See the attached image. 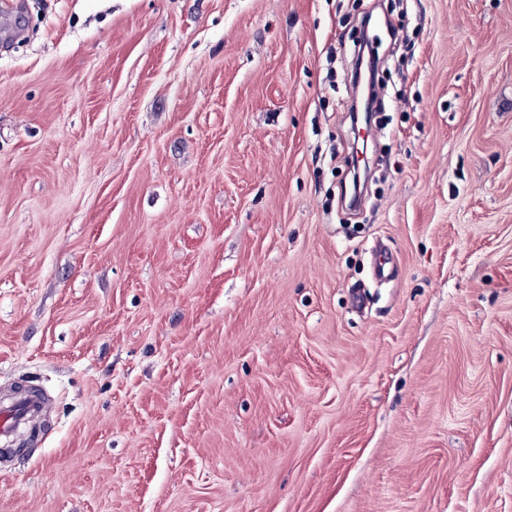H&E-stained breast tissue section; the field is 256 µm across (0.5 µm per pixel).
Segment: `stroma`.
<instances>
[{
  "mask_svg": "<svg viewBox=\"0 0 512 512\" xmlns=\"http://www.w3.org/2000/svg\"><path fill=\"white\" fill-rule=\"evenodd\" d=\"M0 0V512H512V0ZM383 247L398 274L376 280ZM50 412V405L45 399L33 396H19L13 400L0 403V443L8 440L13 429L36 413Z\"/></svg>",
  "mask_w": 512,
  "mask_h": 512,
  "instance_id": "stroma-1",
  "label": "stroma"
}]
</instances>
